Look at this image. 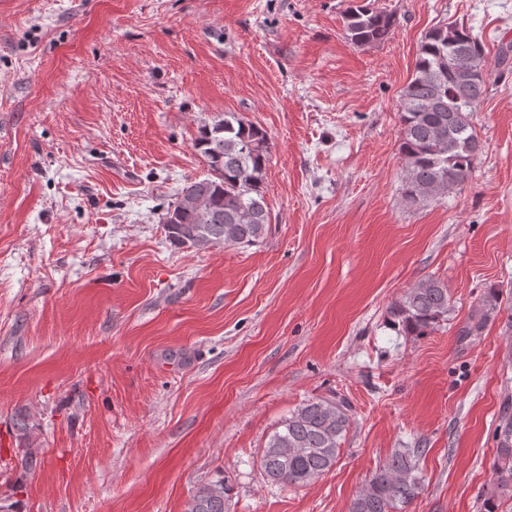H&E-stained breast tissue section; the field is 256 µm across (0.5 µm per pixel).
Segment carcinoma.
Instances as JSON below:
<instances>
[{"label": "carcinoma", "mask_w": 512, "mask_h": 512, "mask_svg": "<svg viewBox=\"0 0 512 512\" xmlns=\"http://www.w3.org/2000/svg\"><path fill=\"white\" fill-rule=\"evenodd\" d=\"M347 39L357 46L382 43L394 35L395 18L369 0H355L344 13ZM492 71L485 47L465 24L451 22L429 29L421 38L413 73L400 95L399 153L404 160L402 199L407 205L432 202L462 186L482 144L471 114L483 101ZM195 147L208 174L186 182L161 215L169 241L176 246H250L264 239L271 223L264 175L269 136L262 127L233 112L200 130ZM448 289L428 279L408 289L392 308L393 326L423 336L448 315ZM499 309V292L488 289L480 312L465 327L483 329ZM352 425L350 406L335 398L302 403L262 449L260 466L268 480L303 486L330 471ZM495 483L486 512L497 500L512 499V413L496 428ZM424 449L407 448L372 475L353 499L350 512H402L421 489L418 458ZM224 482L198 488L185 512H224Z\"/></svg>", "instance_id": "cac0c4a2"}]
</instances>
